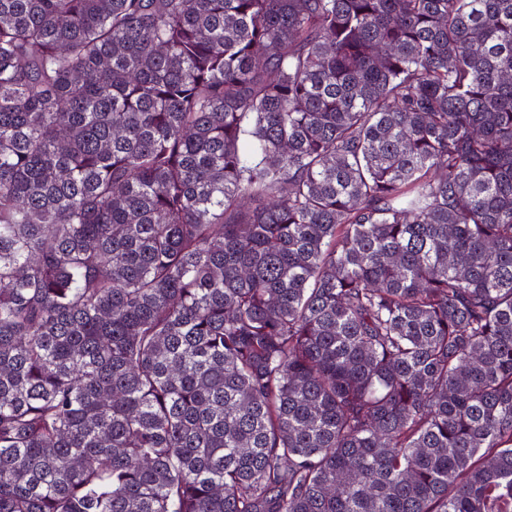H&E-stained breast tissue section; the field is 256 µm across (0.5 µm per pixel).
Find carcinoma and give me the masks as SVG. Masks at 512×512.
I'll return each instance as SVG.
<instances>
[{"label": "carcinoma", "mask_w": 512, "mask_h": 512, "mask_svg": "<svg viewBox=\"0 0 512 512\" xmlns=\"http://www.w3.org/2000/svg\"><path fill=\"white\" fill-rule=\"evenodd\" d=\"M0 512H512V0H0Z\"/></svg>", "instance_id": "cac0c4a2"}]
</instances>
